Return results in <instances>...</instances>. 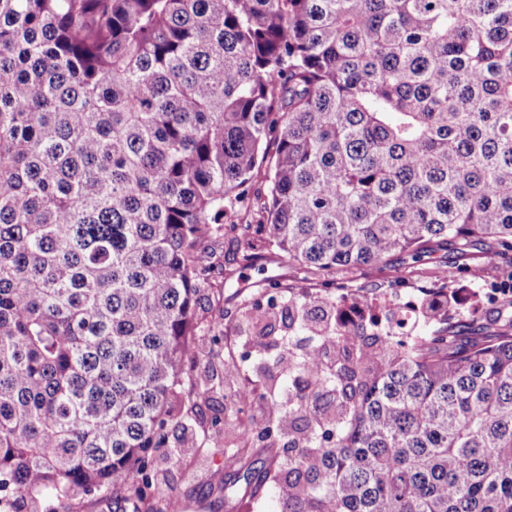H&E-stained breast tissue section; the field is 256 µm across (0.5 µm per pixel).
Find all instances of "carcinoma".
Returning a JSON list of instances; mask_svg holds the SVG:
<instances>
[{
  "label": "carcinoma",
  "mask_w": 512,
  "mask_h": 512,
  "mask_svg": "<svg viewBox=\"0 0 512 512\" xmlns=\"http://www.w3.org/2000/svg\"><path fill=\"white\" fill-rule=\"evenodd\" d=\"M252 232L304 271L512 252V0H0V512L144 499L201 285ZM455 300L427 307L443 319ZM288 329L285 512H512V336Z\"/></svg>",
  "instance_id": "1"
}]
</instances>
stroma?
<instances>
[{"mask_svg": "<svg viewBox=\"0 0 512 512\" xmlns=\"http://www.w3.org/2000/svg\"><path fill=\"white\" fill-rule=\"evenodd\" d=\"M254 214L246 204L239 203L224 216L227 226L206 249L215 253L228 277L223 290L202 287L198 293L197 317L208 325L214 316H221L219 344H199L184 360L183 367L195 381L196 389L189 400L175 405L173 413L178 427L169 434V445L150 451L152 485L148 500L112 490L94 495L77 494L65 501L46 498L43 512H150L152 501L176 503L182 512H282L283 506L273 486H265L258 498L222 499L217 493L223 483L241 478L242 470L228 460L233 432H216L212 420L224 414L235 400L234 390L242 385L264 384L280 387L288 381L287 365L270 364L269 359L282 345L288 330L284 319L266 324L247 322L256 300L278 284L277 308L287 311L289 297L302 298L324 292L335 296L337 290L351 289L359 297H374L390 291L419 299L450 295L462 298L448 316L449 335L459 342H474L488 336L512 333V263L498 260L484 262V253L491 246L485 239L474 240L466 249L443 246L424 261L410 265L401 280H394L390 271L351 269L332 276L305 272L296 268L287 255L256 239L252 266H242L235 224H249ZM451 269V276L442 274V267ZM481 267L483 277L473 280L470 270ZM268 360L264 372H256L261 360ZM244 415L261 439L250 459L253 473H261L271 458L286 459L288 438L269 429V411L263 402H255Z\"/></svg>", "mask_w": 512, "mask_h": 512, "instance_id": "obj_1", "label": "stroma"}]
</instances>
